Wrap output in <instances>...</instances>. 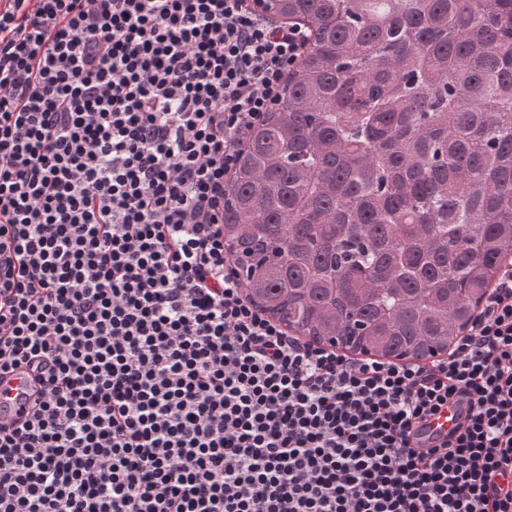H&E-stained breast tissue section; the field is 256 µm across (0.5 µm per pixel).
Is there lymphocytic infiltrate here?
Returning a JSON list of instances; mask_svg holds the SVG:
<instances>
[{
    "instance_id": "f902f5d3",
    "label": "lymphocytic infiltrate",
    "mask_w": 512,
    "mask_h": 512,
    "mask_svg": "<svg viewBox=\"0 0 512 512\" xmlns=\"http://www.w3.org/2000/svg\"><path fill=\"white\" fill-rule=\"evenodd\" d=\"M309 41L255 0H5L0 512H512V269L422 366L289 337L231 267L224 183ZM29 390L30 381L21 370L18 369L14 375L8 376L0 387V416L7 420L24 418L26 411L18 394ZM461 414V407L452 406L433 416L419 428L418 440L428 447L441 444L446 439L448 431L459 423Z\"/></svg>"
}]
</instances>
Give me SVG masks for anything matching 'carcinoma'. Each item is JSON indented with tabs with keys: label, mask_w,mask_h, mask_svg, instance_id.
<instances>
[{
	"label": "carcinoma",
	"mask_w": 512,
	"mask_h": 512,
	"mask_svg": "<svg viewBox=\"0 0 512 512\" xmlns=\"http://www.w3.org/2000/svg\"><path fill=\"white\" fill-rule=\"evenodd\" d=\"M313 31L224 188L247 295L428 351L512 247V0H266Z\"/></svg>",
	"instance_id": "1"
}]
</instances>
